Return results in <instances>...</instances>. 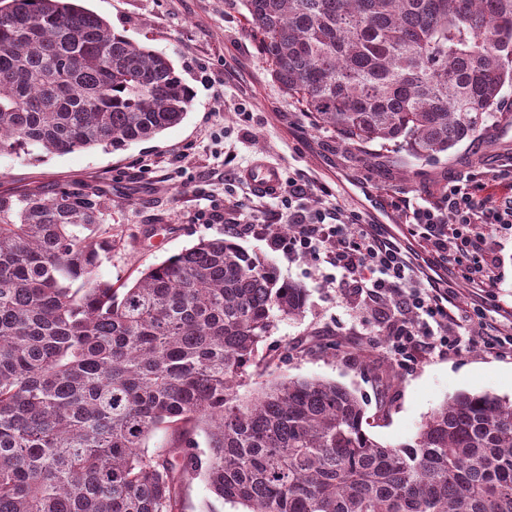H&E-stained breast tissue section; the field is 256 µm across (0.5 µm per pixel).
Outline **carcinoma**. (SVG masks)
<instances>
[{"label":"carcinoma","mask_w":512,"mask_h":512,"mask_svg":"<svg viewBox=\"0 0 512 512\" xmlns=\"http://www.w3.org/2000/svg\"><path fill=\"white\" fill-rule=\"evenodd\" d=\"M241 6L274 82L349 150L430 162L503 112L512 0ZM192 102L165 53L78 0H0V156L124 149ZM111 207L96 186L0 192V512H183L201 475L246 512H512V400L461 392L397 446L336 383L245 400L259 344L306 289L224 237L116 288L98 275ZM161 427L174 439L150 453Z\"/></svg>","instance_id":"carcinoma-1"}]
</instances>
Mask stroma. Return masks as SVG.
Returning <instances> with one entry per match:
<instances>
[{"mask_svg":"<svg viewBox=\"0 0 512 512\" xmlns=\"http://www.w3.org/2000/svg\"><path fill=\"white\" fill-rule=\"evenodd\" d=\"M114 31L166 53L193 90L184 121L122 150H76L32 161L0 156V192L55 189L77 182L112 190L107 227L121 238L103 261V280L120 283L181 252L202 237L235 238L272 263L282 280L308 291L304 313L281 318L259 345L267 366L250 367L240 394L252 396L280 378L339 384L365 401L368 432L377 441H411L446 399L461 392L512 398V356L484 349L469 327H452L460 353L418 345L400 361L387 323L355 308L334 283L338 272L323 256L296 258L273 247V226L288 222V196L263 195L240 173L261 158L283 178L314 185L309 209L358 214L398 232L402 219L387 205L405 196L422 206L437 200L450 179L512 160V112L491 122L477 144L425 163L405 153L345 150L330 131L315 128L274 83L239 0H85ZM495 285L474 294L459 287L457 318L478 306H512V240H503Z\"/></svg>","mask_w":512,"mask_h":512,"instance_id":"35a3bbf8","label":"stroma"}]
</instances>
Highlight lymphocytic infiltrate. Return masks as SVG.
I'll return each instance as SVG.
<instances>
[{
    "label": "lymphocytic infiltrate",
    "instance_id": "1",
    "mask_svg": "<svg viewBox=\"0 0 512 512\" xmlns=\"http://www.w3.org/2000/svg\"><path fill=\"white\" fill-rule=\"evenodd\" d=\"M389 205L404 218L401 236L381 224L342 222L324 208H300L288 213L292 235L272 234L271 243L298 258L324 253L351 296H366L382 310L394 306L388 339L402 360L423 339L430 348L459 351L460 337L448 332L456 319L448 304L457 283L474 291L492 285L499 240L512 234V164L450 181L438 205L414 206L399 196ZM448 266L454 278L442 276ZM467 320L485 348H512L507 309L480 308Z\"/></svg>",
    "mask_w": 512,
    "mask_h": 512
}]
</instances>
